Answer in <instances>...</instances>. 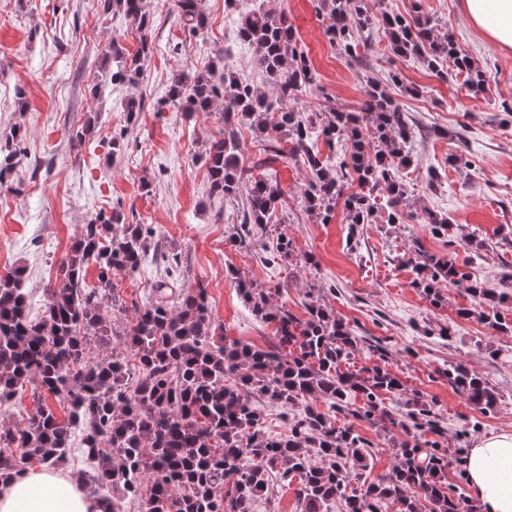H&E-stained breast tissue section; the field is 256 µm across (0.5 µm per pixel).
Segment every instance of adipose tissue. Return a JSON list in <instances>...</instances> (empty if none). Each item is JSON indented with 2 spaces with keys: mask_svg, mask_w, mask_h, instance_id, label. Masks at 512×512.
<instances>
[{
  "mask_svg": "<svg viewBox=\"0 0 512 512\" xmlns=\"http://www.w3.org/2000/svg\"><path fill=\"white\" fill-rule=\"evenodd\" d=\"M470 21L512 50V0H464ZM463 466L480 512H512V431L473 441ZM0 512H98L82 482L53 467L0 480Z\"/></svg>",
  "mask_w": 512,
  "mask_h": 512,
  "instance_id": "ef3b65f1",
  "label": "adipose tissue"
}]
</instances>
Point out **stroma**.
Segmentation results:
<instances>
[{
	"instance_id": "obj_1",
	"label": "stroma",
	"mask_w": 512,
	"mask_h": 512,
	"mask_svg": "<svg viewBox=\"0 0 512 512\" xmlns=\"http://www.w3.org/2000/svg\"><path fill=\"white\" fill-rule=\"evenodd\" d=\"M463 0H366L374 15L394 13L428 18L436 34H448L484 72L481 92L449 71L440 78L420 62L393 54L386 42L360 50L356 60L337 54L324 35L326 16L314 0H278L305 43L319 75L300 106L347 109L363 95L368 80L387 83L388 93L407 112L417 163L407 186L411 218L401 224H363L348 244L344 210L321 223L304 209L305 171L277 165L283 198L277 223L255 239L231 243L237 214L232 203L210 196L199 160L205 143L218 136L216 116L188 114L165 106L173 74L222 62L237 76H253L251 52L236 39L224 0H204V35H188L172 0H147L150 19L139 31L124 13L104 11L103 0H0V136L23 131L21 153L7 187L0 188V275L24 273L33 310L46 288L56 285L60 261L97 214L135 216L157 231L162 250H175L180 265L151 259L132 277L117 276L125 301L146 302L163 278L178 287L204 282L212 313L227 337L257 346L270 342L271 325L252 314L238 293L236 278L273 289V302L304 315L309 287L321 288L325 304L358 335L380 339L392 352L390 369L432 404L446 429L452 452L449 481L466 484L463 449L477 436L512 430V333L489 328L478 318L459 319L470 298L442 286V306L430 305L412 285L416 247L447 257L489 288L512 282V118L500 112L512 98V51L499 49L471 24ZM142 55L137 85H109L110 46ZM403 84H388L389 73ZM143 101L135 120L126 103ZM94 121L84 141L72 135ZM123 147L113 152L112 140ZM465 152L474 164L459 170L450 155ZM429 208L447 215L449 233L433 236L414 212ZM287 234L295 250L290 261L275 258L277 237ZM483 238L485 251L469 246ZM450 336H441L442 328ZM461 363L492 385L497 404L484 415L448 385L443 369ZM370 445L371 470L352 487L390 472L392 447L406 440L398 428L360 422Z\"/></svg>"
}]
</instances>
